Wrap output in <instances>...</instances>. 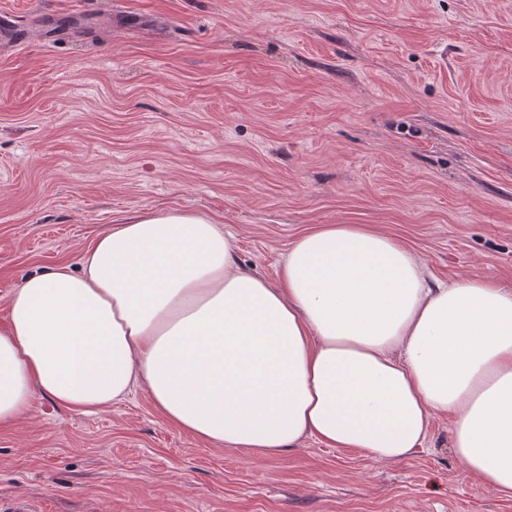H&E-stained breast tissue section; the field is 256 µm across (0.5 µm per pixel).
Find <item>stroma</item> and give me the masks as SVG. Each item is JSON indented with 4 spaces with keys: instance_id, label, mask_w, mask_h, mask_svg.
Listing matches in <instances>:
<instances>
[{
    "instance_id": "1",
    "label": "stroma",
    "mask_w": 512,
    "mask_h": 512,
    "mask_svg": "<svg viewBox=\"0 0 512 512\" xmlns=\"http://www.w3.org/2000/svg\"><path fill=\"white\" fill-rule=\"evenodd\" d=\"M0 321L115 221L197 210L277 280L321 224H374L439 279L512 288V0H0ZM434 418L392 463L259 457L133 389L0 429V512H512Z\"/></svg>"
}]
</instances>
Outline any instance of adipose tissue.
<instances>
[{
    "mask_svg": "<svg viewBox=\"0 0 512 512\" xmlns=\"http://www.w3.org/2000/svg\"><path fill=\"white\" fill-rule=\"evenodd\" d=\"M6 318L0 427L40 398L85 414L139 388L198 439L274 456L314 437L389 462L448 415L456 460L512 497V289L434 279L380 227L300 235L273 284L209 215L145 211L79 267L29 274Z\"/></svg>",
    "mask_w": 512,
    "mask_h": 512,
    "instance_id": "adipose-tissue-1",
    "label": "adipose tissue"
}]
</instances>
